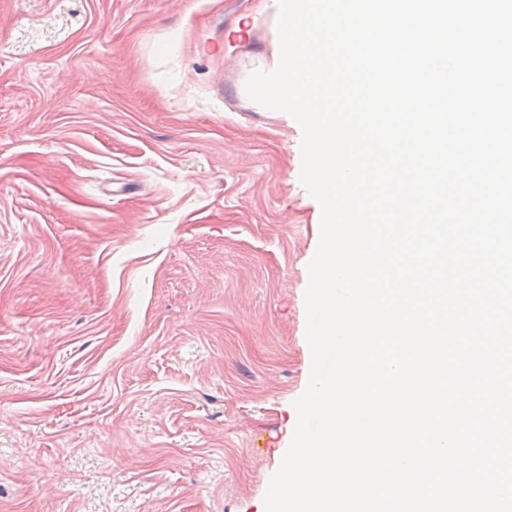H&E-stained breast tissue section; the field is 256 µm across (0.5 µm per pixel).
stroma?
I'll return each instance as SVG.
<instances>
[{
    "label": "stroma",
    "mask_w": 512,
    "mask_h": 512,
    "mask_svg": "<svg viewBox=\"0 0 512 512\" xmlns=\"http://www.w3.org/2000/svg\"><path fill=\"white\" fill-rule=\"evenodd\" d=\"M276 6L0 0V512H265L321 208L224 34ZM236 63V69H245L250 70L251 68L249 64L246 63L244 58H238L236 57L235 60ZM252 70L248 72L247 79L249 75L251 74ZM226 80L224 82V108H228L230 110L234 109V106L238 102H240L243 99H249L245 92V83L246 80Z\"/></svg>",
    "instance_id": "1"
}]
</instances>
